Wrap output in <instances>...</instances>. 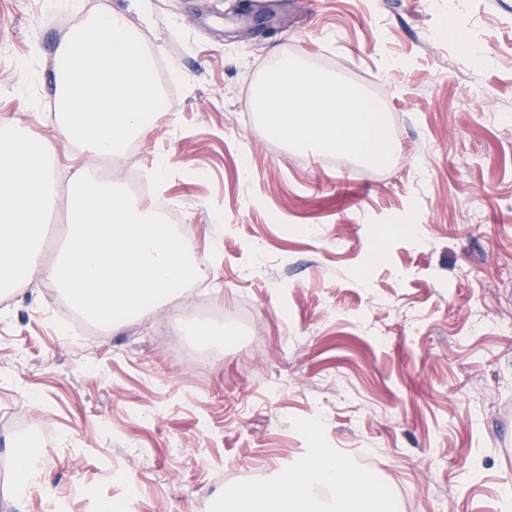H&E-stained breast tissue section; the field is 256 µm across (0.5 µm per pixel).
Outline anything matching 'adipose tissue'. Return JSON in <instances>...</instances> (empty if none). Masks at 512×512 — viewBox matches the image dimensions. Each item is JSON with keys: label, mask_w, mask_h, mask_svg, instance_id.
Here are the masks:
<instances>
[{"label": "adipose tissue", "mask_w": 512, "mask_h": 512, "mask_svg": "<svg viewBox=\"0 0 512 512\" xmlns=\"http://www.w3.org/2000/svg\"><path fill=\"white\" fill-rule=\"evenodd\" d=\"M55 192L51 163L26 134L0 129V288L16 292L25 275L42 264L37 246L48 203ZM259 488L241 491L227 512H252ZM267 512H344L353 502L357 512H384L378 486L370 481L347 484L343 466L333 459L307 462L295 478L286 481L282 494L264 499Z\"/></svg>", "instance_id": "ef3b65f1"}]
</instances>
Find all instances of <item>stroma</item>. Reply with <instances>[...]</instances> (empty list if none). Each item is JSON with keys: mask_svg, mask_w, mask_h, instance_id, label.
Masks as SVG:
<instances>
[{"mask_svg": "<svg viewBox=\"0 0 512 512\" xmlns=\"http://www.w3.org/2000/svg\"><path fill=\"white\" fill-rule=\"evenodd\" d=\"M0 0V122L41 142L65 224L74 174L122 185L53 122V57L96 12L125 11L177 92L136 165L185 208L228 322L221 357L184 359L186 304L61 337L45 269L0 292V409L50 427L42 492L12 497L28 439L0 418V512H200L258 472L269 495L316 456L372 477L397 512H501L512 490V0ZM459 24L489 58L444 36ZM382 84L385 174L296 150L246 119L282 55ZM139 493L128 498L127 484Z\"/></svg>", "mask_w": 512, "mask_h": 512, "instance_id": "1", "label": "stroma"}]
</instances>
